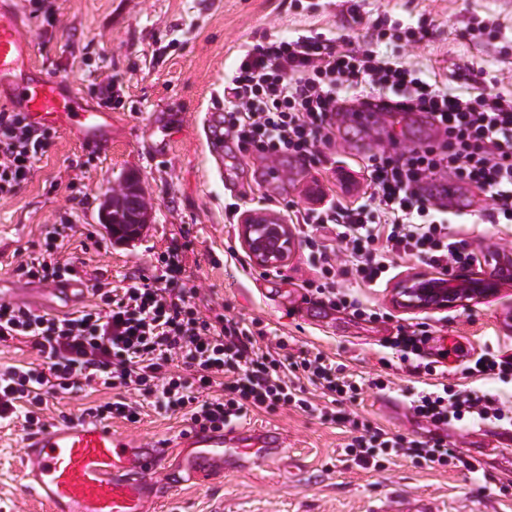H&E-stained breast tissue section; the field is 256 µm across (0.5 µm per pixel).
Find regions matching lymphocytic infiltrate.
I'll use <instances>...</instances> for the list:
<instances>
[{"label": "lymphocytic infiltrate", "instance_id": "f902f5d3", "mask_svg": "<svg viewBox=\"0 0 512 512\" xmlns=\"http://www.w3.org/2000/svg\"><path fill=\"white\" fill-rule=\"evenodd\" d=\"M386 35L382 23H374L369 44L356 48L324 32L292 39L272 34L242 49L224 78L225 139L239 151L285 155L307 168L327 161L324 150L334 142L345 90H361V104L375 114L432 115L437 142L409 147L391 134L386 147L361 159L368 187L363 196L348 203L328 199L295 219L322 277L316 293L333 307L360 316L368 310L341 285L343 268L354 271L359 284L376 288L388 284L398 257L444 274L476 263L446 208L422 192L423 182L436 173L447 172L490 199L483 223H512V96L486 86L465 97L451 94L441 77L423 78L399 57L377 54L372 45ZM55 137L54 128L0 108V199L14 195L32 177ZM327 224L336 231L331 245L319 236ZM61 235L60 227L47 230L44 258L19 265L18 275L51 283L74 274L72 264L53 258ZM336 251L342 263H335ZM165 266L164 280L142 275L124 288L95 279V305L61 315L1 302L0 344L29 340L40 362L0 371V420L19 418L27 430L40 431L46 426L41 411L48 398L93 383L111 391L112 398L83 409L84 420L137 421L141 399L149 398L154 408L182 413L191 427L223 429L252 410L270 413L291 406L318 411L348 428L343 452L362 468L409 457L430 468L454 465L478 472L477 464L438 434L408 437L343 413L344 401L362 391L344 364L320 354L286 355L288 343L281 338L277 353H257L254 342L264 329L219 315L201 316L183 293L173 290L183 272L180 261L169 259ZM429 334L427 323H410L398 326L389 341L410 375L428 378L409 402L414 416L437 429L466 418L506 420L511 413L496 396L437 380L434 363L420 364ZM176 356L193 368V378L167 369V361ZM302 376L322 387L330 406L314 408L298 383ZM201 389L210 390V397L199 399Z\"/></svg>", "mask_w": 512, "mask_h": 512}]
</instances>
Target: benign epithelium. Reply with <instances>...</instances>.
<instances>
[{
	"mask_svg": "<svg viewBox=\"0 0 512 512\" xmlns=\"http://www.w3.org/2000/svg\"><path fill=\"white\" fill-rule=\"evenodd\" d=\"M102 222L107 233L122 241H129L139 236L143 225L134 224L132 229L124 231V225L112 223L107 214H102ZM239 234L252 262L259 268L271 269L285 264L293 247L294 235L291 225L279 217L263 210L246 212L240 224ZM497 292L490 286L444 288L438 292H428L411 287V282H403L396 290V302L409 311H432L456 307L466 303L472 294L478 299L489 298Z\"/></svg>",
	"mask_w": 512,
	"mask_h": 512,
	"instance_id": "benign-epithelium-1",
	"label": "benign epithelium"
}]
</instances>
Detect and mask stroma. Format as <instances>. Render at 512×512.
<instances>
[{"mask_svg":"<svg viewBox=\"0 0 512 512\" xmlns=\"http://www.w3.org/2000/svg\"><path fill=\"white\" fill-rule=\"evenodd\" d=\"M359 22L348 20L344 0H40L31 17L30 0H19L29 15L34 62L49 75L73 84L94 109L103 106L98 85L115 82L112 146L81 148L58 132L32 179L17 194L0 200V281L20 288V263L41 257L45 232L69 220L71 228L57 258L73 263L77 274L105 277L114 287L134 276L161 277V256L178 250L187 300L201 315L250 323L283 336L293 355L322 353L363 379L389 373L393 388H363L346 412L409 437H425L433 426L414 417L407 391L414 376L395 363L387 340L398 325L426 322L433 334L423 361H440L449 383L463 380V369L489 350H512V286L493 297L444 311L412 312L395 307L393 289H359L373 318L331 307L309 287L319 274L303 240H296L284 266L256 267L240 235L242 215L263 210L287 218L289 210L314 205L317 188L338 189L331 172L304 168L280 157L238 151L225 143L214 152L207 134L224 107V77L242 48L261 43L266 31L295 37L331 31L362 44L378 16L400 26L433 23L421 43L383 39L376 50L400 55L424 73L445 72L448 87L468 93L454 79L458 67L476 63L496 90L512 92V0H357ZM501 25V38H470L468 26L483 19ZM389 119L368 127L336 125L335 155L356 159L388 143ZM135 173L151 220L140 236L119 244L99 222L100 207L126 173ZM82 180V200H73L72 177ZM467 246L479 260L512 256V224H467ZM250 428H274L285 438L278 455L225 471L213 484L186 482L166 487L151 512H512V477L504 474L511 451L477 424L453 422L442 435L454 447L481 452V469L417 466L399 458L380 469L347 461L345 428L318 414L285 406L257 410ZM112 426L138 443L165 442L172 451L169 470L183 455L177 442L189 425L181 416L146 408L140 422L121 419ZM27 431L22 421L0 423V512H47L24 488L20 475Z\"/></svg>","mask_w":512,"mask_h":512,"instance_id":"1","label":"stroma"}]
</instances>
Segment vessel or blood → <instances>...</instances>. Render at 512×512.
Listing matches in <instances>:
<instances>
[{
  "mask_svg": "<svg viewBox=\"0 0 512 512\" xmlns=\"http://www.w3.org/2000/svg\"><path fill=\"white\" fill-rule=\"evenodd\" d=\"M24 17L15 0H0V100L26 113L29 122L61 124L80 144L101 148L112 143V117L91 109L68 83L32 64L34 45L21 30ZM512 282V263H497L490 273L471 275L469 286ZM89 292L85 277H63L48 287H31L28 296L1 288L0 302L20 301L31 311L72 310ZM174 482L207 480L239 461L278 454L284 438L274 429L192 430L182 435ZM21 479L49 512H149L154 474L164 468L168 450L136 446L133 439L104 422L68 421L29 437Z\"/></svg>",
  "mask_w": 512,
  "mask_h": 512,
  "instance_id": "obj_1",
  "label": "vessel or blood"
}]
</instances>
